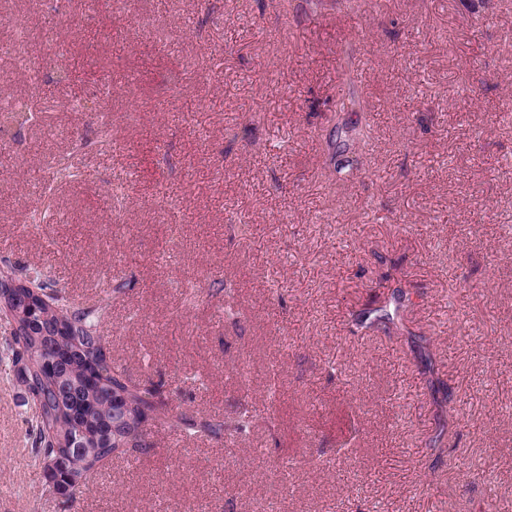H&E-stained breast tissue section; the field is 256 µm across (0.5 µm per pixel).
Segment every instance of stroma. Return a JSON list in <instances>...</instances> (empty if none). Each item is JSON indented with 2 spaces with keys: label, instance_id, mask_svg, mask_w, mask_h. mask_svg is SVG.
<instances>
[{
  "label": "stroma",
  "instance_id": "1",
  "mask_svg": "<svg viewBox=\"0 0 512 512\" xmlns=\"http://www.w3.org/2000/svg\"><path fill=\"white\" fill-rule=\"evenodd\" d=\"M33 9L67 50L55 68L103 95L80 116L60 85L39 125L0 133V260L74 303L104 288L113 366L169 407L256 419L148 427L71 502L0 372V512H512V0H0ZM351 85L364 143L336 110ZM103 121L93 178L27 223L29 169ZM387 270L414 292L401 331L356 327Z\"/></svg>",
  "mask_w": 512,
  "mask_h": 512
}]
</instances>
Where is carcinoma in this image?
<instances>
[{
  "label": "carcinoma",
  "mask_w": 512,
  "mask_h": 512,
  "mask_svg": "<svg viewBox=\"0 0 512 512\" xmlns=\"http://www.w3.org/2000/svg\"><path fill=\"white\" fill-rule=\"evenodd\" d=\"M13 282L8 310L18 327L0 343V366L14 372L27 389L33 410L29 429L52 492L74 500L81 485L68 482L72 471L86 480L114 454L146 447L144 424L218 438L240 433L251 424L244 412L233 420L198 418L164 403L156 388L130 382L112 367L99 327L105 301L85 307L64 303L61 291L42 270L22 277L7 265L0 282ZM381 305L368 310L371 328L391 329L411 293L389 275L381 277ZM79 442L83 452L71 445Z\"/></svg>",
  "instance_id": "1"
}]
</instances>
